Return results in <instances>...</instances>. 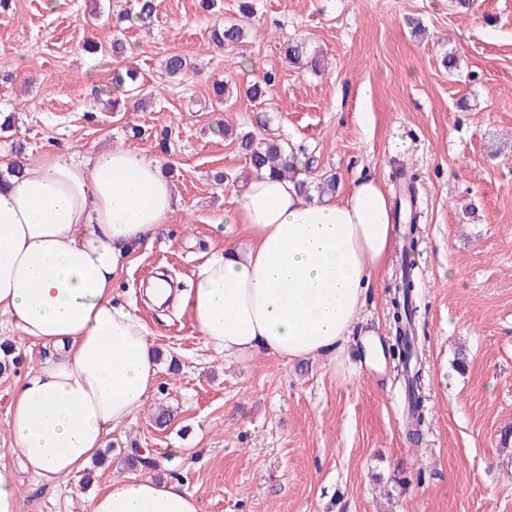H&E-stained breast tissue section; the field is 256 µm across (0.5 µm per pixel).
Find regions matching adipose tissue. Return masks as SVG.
<instances>
[{"label":"adipose tissue","instance_id":"adipose-tissue-1","mask_svg":"<svg viewBox=\"0 0 512 512\" xmlns=\"http://www.w3.org/2000/svg\"><path fill=\"white\" fill-rule=\"evenodd\" d=\"M162 161L133 150L25 161L0 183V314L49 348L18 384L12 448L47 485L99 454L145 405L158 372L149 331L113 303L124 262L175 212ZM243 244L211 252L184 298L207 344L249 359L336 362L396 238L384 187L370 177L323 199L253 171L225 217ZM87 512H201L169 479L116 476Z\"/></svg>","mask_w":512,"mask_h":512}]
</instances>
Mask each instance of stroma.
<instances>
[{"label":"stroma","mask_w":512,"mask_h":512,"mask_svg":"<svg viewBox=\"0 0 512 512\" xmlns=\"http://www.w3.org/2000/svg\"><path fill=\"white\" fill-rule=\"evenodd\" d=\"M157 0L150 27H120L131 0H11L0 10V162L58 151L130 148L172 168L176 210L112 284L115 302L146 324L160 354L143 410L109 434V460L46 486L10 446L7 411L18 382L48 351L0 316L13 347L0 373V468L19 512H86L115 476H138L135 449L196 495L201 512H512V0ZM239 23L242 42L216 48L215 27ZM123 37L143 110L108 112L92 94L111 66L86 41ZM301 43L309 63L284 57ZM193 69L168 77L166 57ZM453 57L446 68L444 57ZM274 73L266 109L250 84ZM227 84L223 112L213 86ZM139 134H132V127ZM268 135L305 161L309 184L366 176L396 199L412 182L422 212L413 277L425 370L417 441L402 421L403 372L354 355L294 364L263 353L224 356L190 310L156 308L144 287L157 271L189 288L198 265L239 227L225 222L251 168L243 133ZM224 173L215 184L214 173ZM397 259L370 289L360 327L391 343ZM171 420L157 428V409Z\"/></svg>","instance_id":"stroma-1"}]
</instances>
